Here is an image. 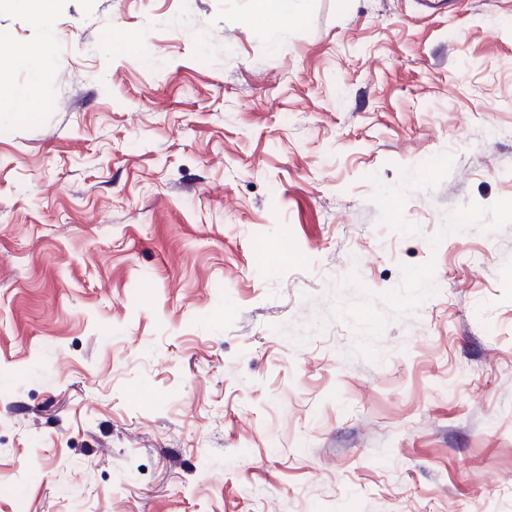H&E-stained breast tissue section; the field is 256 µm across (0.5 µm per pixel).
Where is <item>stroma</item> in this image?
Returning a JSON list of instances; mask_svg holds the SVG:
<instances>
[{"mask_svg": "<svg viewBox=\"0 0 512 512\" xmlns=\"http://www.w3.org/2000/svg\"><path fill=\"white\" fill-rule=\"evenodd\" d=\"M0 38V512H512V0Z\"/></svg>", "mask_w": 512, "mask_h": 512, "instance_id": "stroma-1", "label": "stroma"}]
</instances>
